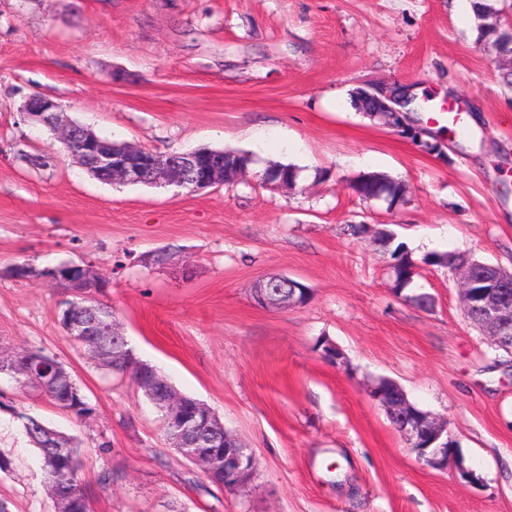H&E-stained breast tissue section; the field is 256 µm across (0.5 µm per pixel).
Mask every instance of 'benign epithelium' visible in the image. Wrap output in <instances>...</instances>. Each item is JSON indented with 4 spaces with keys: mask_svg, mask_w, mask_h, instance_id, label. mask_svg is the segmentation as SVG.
I'll return each mask as SVG.
<instances>
[{
    "mask_svg": "<svg viewBox=\"0 0 512 512\" xmlns=\"http://www.w3.org/2000/svg\"><path fill=\"white\" fill-rule=\"evenodd\" d=\"M402 84L391 86L369 85L363 94L377 104L374 116L401 134L411 127L418 134L415 141L424 152L444 154L440 141L426 139L429 132L414 123L410 113L399 104L397 91ZM24 113L51 131L64 148L75 156L81 166L100 180L112 183H148L174 185L189 192H199L218 186L229 176L239 175L242 169L224 166V160L214 155L189 151L159 154L146 148L122 145L106 146L92 130L64 118L60 104L45 96H31L23 105ZM261 181L281 189L295 186V180L280 169L264 171ZM58 280L69 285L72 305H81L82 317L70 312L65 325L68 335L75 338L94 336L102 343L112 344V361H120L130 353L125 337L116 329L112 312L100 307L86 289L95 281L92 270L78 264H64L55 269ZM463 308L467 317H476L475 325L489 337L492 345L512 353V272L499 267H484V263L467 257L454 265ZM255 301L267 308L299 307L306 300L307 289L299 282L284 276H273L259 281L253 288ZM133 384L148 391L153 399L166 409L172 447L203 474L224 471V486L243 488L254 469L252 452L228 435L224 424L203 403L185 398L170 388L167 379L144 364L127 366ZM25 376L26 383L51 388L56 394L58 409L77 414L73 394L77 388L73 378L61 364H46L42 360L18 361V355H0V373ZM373 396L386 410L406 444L419 461L427 466L446 469L452 467L463 479H474L472 471L463 467L456 451L449 444L448 421L407 402L402 389L394 382L383 380L373 388ZM67 461V449L55 454V465L46 469L48 489L56 512H70L75 495L84 494L82 487L63 491L58 488L55 473L58 465Z\"/></svg>",
    "mask_w": 512,
    "mask_h": 512,
    "instance_id": "benign-epithelium-1",
    "label": "benign epithelium"
}]
</instances>
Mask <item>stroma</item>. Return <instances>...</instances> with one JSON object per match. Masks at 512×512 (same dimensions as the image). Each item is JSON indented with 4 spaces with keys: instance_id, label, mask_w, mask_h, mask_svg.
Segmentation results:
<instances>
[{
    "instance_id": "stroma-1",
    "label": "stroma",
    "mask_w": 512,
    "mask_h": 512,
    "mask_svg": "<svg viewBox=\"0 0 512 512\" xmlns=\"http://www.w3.org/2000/svg\"><path fill=\"white\" fill-rule=\"evenodd\" d=\"M475 26L468 0H0V351L54 355L96 409L77 419L0 376L8 512H55L21 412L76 439L92 512H512V356L431 261L454 252L512 271V93ZM394 82L431 94L423 125L444 156L352 105L356 88ZM33 95L110 141L250 163L194 193L104 182L22 113ZM448 97L467 135L434 113ZM49 152L54 166L32 165ZM273 163L297 168L295 189L260 183ZM367 172L404 182L405 201L360 200L350 184ZM346 224L393 233L432 308L394 293L389 251ZM23 262L104 280L96 298L136 358L252 451L245 488L212 483L173 449L129 376L66 334L67 290L11 276ZM274 275L309 301L257 304L253 285ZM383 378L447 419L475 481L418 463L371 394Z\"/></svg>"
}]
</instances>
